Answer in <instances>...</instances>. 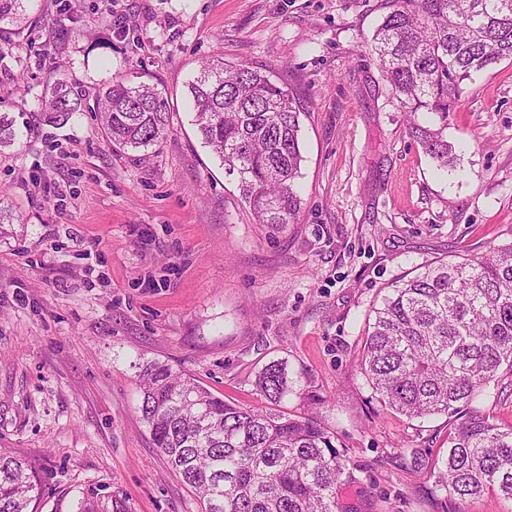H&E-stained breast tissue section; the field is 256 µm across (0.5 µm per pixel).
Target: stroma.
Instances as JSON below:
<instances>
[{
    "label": "stroma",
    "instance_id": "obj_1",
    "mask_svg": "<svg viewBox=\"0 0 512 512\" xmlns=\"http://www.w3.org/2000/svg\"><path fill=\"white\" fill-rule=\"evenodd\" d=\"M385 3L31 0L26 30L0 26L17 132L0 148L15 228L0 238V448L37 473L36 512H74L91 488L130 512H201L142 419L150 361L254 408L258 373L286 362L284 408L316 413L347 458L343 512H512L493 491L438 490L446 417L382 406L357 366L383 287L512 242V62L465 82L445 131L457 166L441 172L371 50ZM218 54L302 102V210L281 232L254 222L197 132L186 85ZM115 78L174 102L148 150L112 147L94 115ZM60 82L81 108L53 126L39 103Z\"/></svg>",
    "mask_w": 512,
    "mask_h": 512
}]
</instances>
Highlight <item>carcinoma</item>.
I'll use <instances>...</instances> for the list:
<instances>
[{
    "instance_id": "carcinoma-1",
    "label": "carcinoma",
    "mask_w": 512,
    "mask_h": 512,
    "mask_svg": "<svg viewBox=\"0 0 512 512\" xmlns=\"http://www.w3.org/2000/svg\"><path fill=\"white\" fill-rule=\"evenodd\" d=\"M26 0H0V22L23 18ZM372 37L384 80L411 117L430 112L442 126L415 121L409 133L440 168L456 156L445 130L472 74L512 61V0H388ZM195 125L225 173L236 178L256 223L281 229L298 220L303 156L296 99L267 71L213 60L188 84ZM80 107L58 87L45 123L66 124ZM100 120L113 147L145 149L170 121L166 90L113 80L99 94ZM0 116V146L14 143ZM359 367L375 399L409 419L448 418L447 456L436 486L459 499L496 491L512 502V425L478 402L502 370L512 372V243L480 257L425 264L384 288L372 311ZM267 401L242 408L167 363L138 375L139 410L169 466L202 512H341L336 485L345 471L335 434L314 417L279 409L292 391L286 365L256 379ZM35 471L0 452V512H31ZM75 512H128L116 493H83Z\"/></svg>"
}]
</instances>
